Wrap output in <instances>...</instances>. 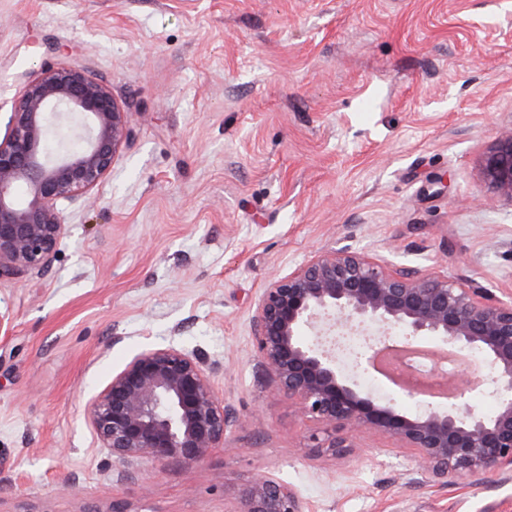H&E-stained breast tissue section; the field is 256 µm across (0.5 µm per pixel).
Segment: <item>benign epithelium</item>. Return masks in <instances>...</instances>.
Masks as SVG:
<instances>
[{
	"label": "benign epithelium",
	"instance_id": "1",
	"mask_svg": "<svg viewBox=\"0 0 512 512\" xmlns=\"http://www.w3.org/2000/svg\"><path fill=\"white\" fill-rule=\"evenodd\" d=\"M131 113L97 78L77 47L19 76L9 127L0 137V277L40 274L67 234L56 203L89 195L112 172L131 135ZM485 180L512 202V132L484 156ZM24 185L28 198H15ZM321 324L323 350L300 330ZM371 323L398 328L404 347L419 338L433 356L475 352L500 391L495 411L430 406L411 414L348 383L336 362V332ZM252 338L262 374L315 424L308 456L341 455L370 432L415 452L416 474L432 487L512 471V302H488L478 288L364 256L348 245L312 257L271 280L256 302ZM218 364L168 346L135 354L89 402L87 415L116 465L204 461L239 424L218 396ZM480 379L460 376L444 390L464 395ZM230 512H309L292 487L258 475L224 490Z\"/></svg>",
	"mask_w": 512,
	"mask_h": 512
}]
</instances>
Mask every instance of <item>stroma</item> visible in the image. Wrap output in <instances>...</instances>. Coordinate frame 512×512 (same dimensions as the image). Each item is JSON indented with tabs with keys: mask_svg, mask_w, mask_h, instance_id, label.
Instances as JSON below:
<instances>
[{
	"mask_svg": "<svg viewBox=\"0 0 512 512\" xmlns=\"http://www.w3.org/2000/svg\"><path fill=\"white\" fill-rule=\"evenodd\" d=\"M54 46L87 52L132 132L59 200L52 269L0 279V512H229L259 474L312 512H512V472L440 490L378 434L309 459L251 330L272 278L343 244L512 299V202L482 174L512 131V0H0L1 118ZM168 345L218 363L240 423L203 463L126 477L87 406ZM355 374L412 414L450 404Z\"/></svg>",
	"mask_w": 512,
	"mask_h": 512,
	"instance_id": "stroma-1",
	"label": "stroma"
}]
</instances>
